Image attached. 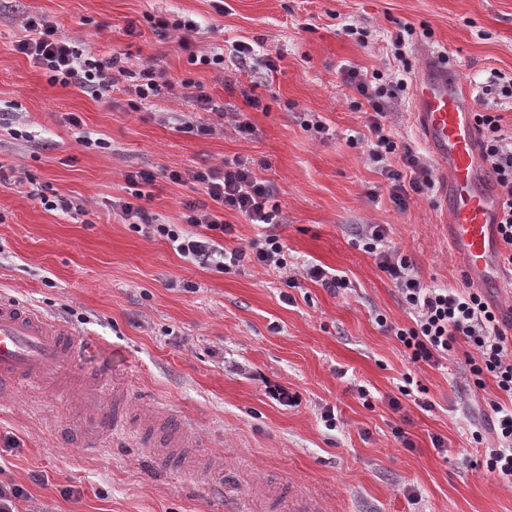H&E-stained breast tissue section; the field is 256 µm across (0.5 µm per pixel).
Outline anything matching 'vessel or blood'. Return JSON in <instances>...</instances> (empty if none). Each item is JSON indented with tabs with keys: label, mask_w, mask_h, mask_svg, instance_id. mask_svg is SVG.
<instances>
[{
	"label": "vessel or blood",
	"mask_w": 512,
	"mask_h": 512,
	"mask_svg": "<svg viewBox=\"0 0 512 512\" xmlns=\"http://www.w3.org/2000/svg\"><path fill=\"white\" fill-rule=\"evenodd\" d=\"M413 116L424 145L445 175L448 242L459 255L466 277L481 284H501L495 231L499 202L483 184L467 88L449 82L445 66L422 72L415 82ZM88 351L87 339L63 323L0 293V398L12 395L23 383L53 389L64 397L77 390L90 392L94 383L83 372ZM124 403L123 393L113 392L111 403L80 423L65 425L62 432L89 447L95 440L125 431L127 418L120 411ZM143 425L160 429L161 438L153 445L156 451L168 454L197 443L187 422L169 420L167 414H156Z\"/></svg>",
	"instance_id": "vessel-or-blood-1"
}]
</instances>
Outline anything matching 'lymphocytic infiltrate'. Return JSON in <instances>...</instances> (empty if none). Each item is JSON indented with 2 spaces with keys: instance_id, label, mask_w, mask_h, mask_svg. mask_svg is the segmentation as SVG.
<instances>
[{
  "instance_id": "1",
  "label": "lymphocytic infiltrate",
  "mask_w": 512,
  "mask_h": 512,
  "mask_svg": "<svg viewBox=\"0 0 512 512\" xmlns=\"http://www.w3.org/2000/svg\"><path fill=\"white\" fill-rule=\"evenodd\" d=\"M20 26L24 36L17 40L15 49L43 70L49 84L78 85L101 102L107 101L112 88L128 78L133 79L134 92L143 100L155 96L161 88L164 72L152 61L132 70L117 58H105L80 48L62 36L53 22L24 18ZM341 75L368 106V156L389 182L393 203L406 208L412 196L428 194L435 184L427 164L412 149L397 142L386 125L397 89L407 85L405 74L398 71L389 76L346 66ZM474 122L481 136L482 158L500 200L496 232L502 244L500 259L508 270L512 268V132H504L501 117L495 112L475 113ZM170 178L190 181L207 198L205 204L188 205L184 224L145 222L139 201L154 176L143 171L127 174L126 180L135 191L132 197L114 199L113 212L128 221L131 231L166 240L180 257L210 271L224 273L250 263L284 271V283L290 288L300 287L305 280L332 291L351 288L346 276L319 264L298 270L289 268L288 248L276 235H266L245 247L226 245L225 239L233 235L234 227L224 223L225 211L240 213L253 224L270 225L278 218L270 183L248 163L233 160L209 169L174 171ZM358 243L374 256L411 319L410 324L399 326L388 322L385 315L375 317L376 323L394 336L412 367L404 374L397 395L390 397V406L400 408L405 399L421 403L426 389L415 379L414 369L424 365L440 368L451 359L463 358L469 389L482 390L491 382L499 394L498 399L488 403L496 444L483 447L481 432L472 431V442L483 448L472 465L512 489V336L507 333L503 310L490 304L478 289L425 283L412 262L389 246L384 225H365Z\"/></svg>"
}]
</instances>
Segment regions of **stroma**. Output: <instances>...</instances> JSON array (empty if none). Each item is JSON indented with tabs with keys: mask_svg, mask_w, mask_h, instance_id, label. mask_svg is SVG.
<instances>
[{
	"mask_svg": "<svg viewBox=\"0 0 512 512\" xmlns=\"http://www.w3.org/2000/svg\"><path fill=\"white\" fill-rule=\"evenodd\" d=\"M178 16L197 23L199 51L223 48V67L189 65L155 26ZM22 17L52 21L132 69L153 60L168 85L148 102L112 91L108 106L79 86H49L15 49ZM404 24L409 80L446 53L477 112L490 74L512 81V0H0V291L91 342L86 372L103 399L123 389L136 422L170 409L199 434L191 456L221 460L206 478L179 471L130 433L85 452L57 437L77 405L23 384L0 400V481L28 489L19 512H290L293 492L322 512H512V489L472 465L468 429L488 428L490 410L486 392L466 386L463 359L417 370L428 409L388 404L408 364L374 317L403 326L410 316L374 257L354 247L360 225H385L426 283L466 285L448 245L440 165L431 166L433 195L398 210L358 139L367 105L340 74L347 65L386 70L390 35ZM347 25L367 38L345 35ZM240 41L251 55L234 52ZM187 78L225 112L243 113L250 133H197L212 116L181 95ZM254 97L258 106H248ZM413 110V90L399 93L392 134L422 153ZM86 136L95 146H83ZM226 159L250 162L272 185V231L289 261L342 271L352 290L307 281L289 291L281 273L256 264L205 270L112 212L126 174L147 170L149 223H183L186 205L203 196L170 171ZM21 172L32 185L14 184ZM38 189L84 208L46 210ZM329 408L332 430L322 419ZM397 427L412 448L395 439Z\"/></svg>",
	"mask_w": 512,
	"mask_h": 512,
	"instance_id": "1",
	"label": "stroma"
}]
</instances>
